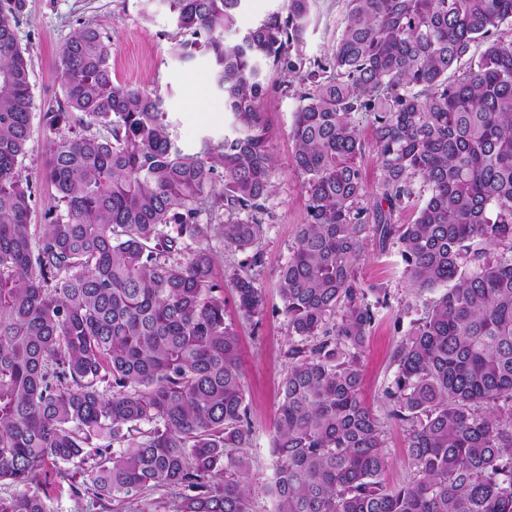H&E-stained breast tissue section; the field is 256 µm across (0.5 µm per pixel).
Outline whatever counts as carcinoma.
<instances>
[{"instance_id": "cac0c4a2", "label": "carcinoma", "mask_w": 512, "mask_h": 512, "mask_svg": "<svg viewBox=\"0 0 512 512\" xmlns=\"http://www.w3.org/2000/svg\"><path fill=\"white\" fill-rule=\"evenodd\" d=\"M155 2L196 37L180 59L211 55L231 132L183 152L163 97L114 83L102 33L85 26L59 53L63 102L44 115L82 132L50 143L55 205L36 228L20 171L32 117L24 0H0V482L22 488L0 512H48L26 487L49 463L77 466L64 477L99 500L133 504L164 487L172 512H253L238 338L199 214L224 210V245L253 247L274 169L262 65L292 66L309 0L233 42L224 33L242 0ZM508 23L512 0H349L335 75L306 76L290 138L307 222L278 289L290 334L313 344L291 351L281 388L276 512H512V39L448 83ZM359 113L377 150L373 199ZM418 182L428 197L400 224ZM370 233L399 240L412 287L442 289L394 353L391 416L407 427L415 477L393 489L381 481L383 429L361 398L374 312L356 266ZM183 236L197 247L166 260ZM231 281L241 315H258L247 266Z\"/></svg>"}]
</instances>
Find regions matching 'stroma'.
<instances>
[{
  "label": "stroma",
  "mask_w": 512,
  "mask_h": 512,
  "mask_svg": "<svg viewBox=\"0 0 512 512\" xmlns=\"http://www.w3.org/2000/svg\"><path fill=\"white\" fill-rule=\"evenodd\" d=\"M347 12L348 0H310L303 38L288 51L293 70L272 65L265 68L267 93L262 110L272 130L275 176L273 191L265 203L268 213L252 252L225 248L223 237L217 233L208 241L215 255L214 280L224 288L225 320L239 339L251 428L244 453L250 465L253 512L274 510L269 488L277 459L271 440L281 386L290 366L288 353L302 345L301 339L289 331L277 288L279 270L296 247L300 224L307 221L304 177L293 165V143L288 133L297 95L305 89L303 77L317 66H329ZM86 25L108 38L114 82L154 90L163 96L173 137L184 152H199L207 140L222 141L230 125L223 109V95L213 81L209 56L200 52L192 60L179 59L176 48L190 40L191 34L178 28L165 8L146 7L144 0H25L18 42L29 63L34 109L31 137L20 168L33 185L31 222L35 225L44 223L45 213L53 203L42 174L48 145L57 134L45 126L42 116L62 98L56 69L58 53ZM401 250L398 240H390L382 247L375 238H368L357 266L360 281L370 289L367 301L375 313L360 349L362 397L384 431L388 465L382 480L390 487L408 483L415 475L407 452V430L390 415L393 404L387 392L394 389L397 373L393 355L438 296L437 291L410 285ZM254 252L260 261L252 266L251 273L262 291L264 307L259 315L247 320L238 311L230 275ZM31 489L45 499L50 512H163L170 500L167 491L155 489L143 494L136 506L111 501L102 507L90 494L74 495L69 481L52 465L40 471Z\"/></svg>",
  "instance_id": "1"
}]
</instances>
